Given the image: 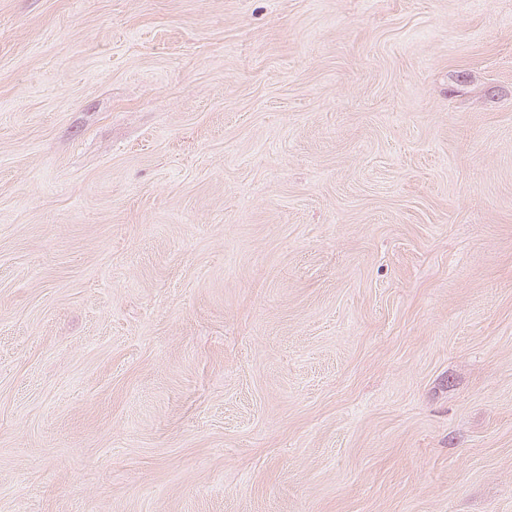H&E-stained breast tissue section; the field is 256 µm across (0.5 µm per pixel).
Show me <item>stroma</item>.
<instances>
[{"instance_id":"stroma-1","label":"stroma","mask_w":512,"mask_h":512,"mask_svg":"<svg viewBox=\"0 0 512 512\" xmlns=\"http://www.w3.org/2000/svg\"><path fill=\"white\" fill-rule=\"evenodd\" d=\"M0 512H512V0H0Z\"/></svg>"}]
</instances>
